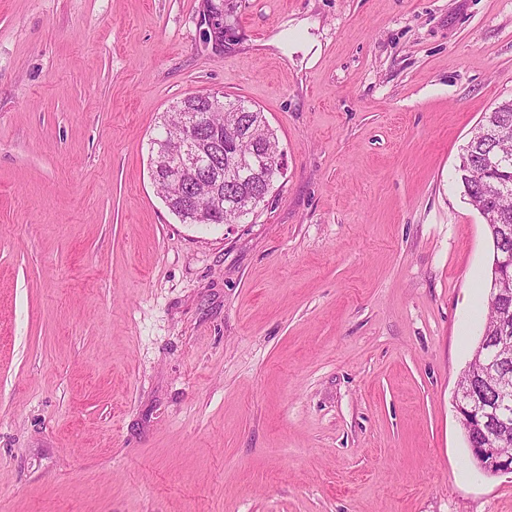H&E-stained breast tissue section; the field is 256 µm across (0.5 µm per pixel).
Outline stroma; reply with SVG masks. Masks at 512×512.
Returning a JSON list of instances; mask_svg holds the SVG:
<instances>
[{
  "instance_id": "obj_1",
  "label": "stroma",
  "mask_w": 512,
  "mask_h": 512,
  "mask_svg": "<svg viewBox=\"0 0 512 512\" xmlns=\"http://www.w3.org/2000/svg\"><path fill=\"white\" fill-rule=\"evenodd\" d=\"M0 0V512H512L455 409L492 263L456 168L512 98V0ZM287 171L186 224L177 100ZM220 1L224 2L221 4L219 3V5L223 6L224 11H222V9L212 10L209 9L208 6H203L201 13V23H204L207 26V30L205 31V44L212 43L215 50H223L224 48V40L222 41L219 37V35H222L224 32V16H233L238 8V1ZM225 98V100H224ZM224 93H213L208 103L205 93H192L186 95L172 107L171 115L168 120L162 124L160 133L150 141V168L161 196L168 202L171 212H179L183 208L184 197L173 195L170 188L160 179L167 177V170L160 155L156 152L158 140H166L169 146H176L175 137L178 126L181 122V116L185 112H207L210 116V110L224 107V119L221 117H212L202 129V134L209 140L221 141V152L216 158L218 166H222L224 171V194L220 191V182L222 178V169L217 168L213 159L216 152L215 146L201 144L198 138V119L187 116L183 126V140L185 148L183 152L175 157L181 159L182 164L177 171L169 178L177 183L187 184L192 180H198V176L205 177V181L211 184L212 190L203 199L192 197L190 203L184 208L180 219L186 224H195L201 218L205 211L212 207H224V210L208 213L200 224H233L236 223L239 212V203L236 199V190L234 186L238 183L248 184L254 180H260L268 172L265 164L260 166H236L229 170V164L233 163L235 157L240 151H247L255 146L257 154H263L268 151L274 154L279 148V143L274 132L269 128L264 113L260 109H254L245 104L241 99L227 100ZM210 104V110L208 109ZM224 122V131L217 129ZM237 123H245L253 131L254 143H238L227 132ZM159 169V170H158ZM227 174V176H226ZM228 181H232L229 184Z\"/></svg>"
}]
</instances>
